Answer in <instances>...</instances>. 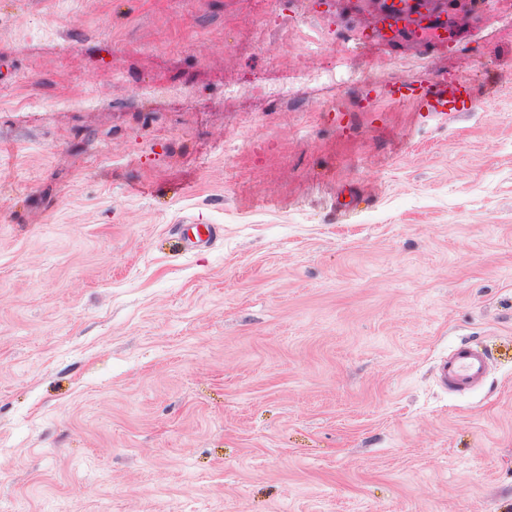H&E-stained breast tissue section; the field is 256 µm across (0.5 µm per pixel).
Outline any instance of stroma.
<instances>
[{
	"instance_id": "35a3bbf8",
	"label": "stroma",
	"mask_w": 512,
	"mask_h": 512,
	"mask_svg": "<svg viewBox=\"0 0 512 512\" xmlns=\"http://www.w3.org/2000/svg\"><path fill=\"white\" fill-rule=\"evenodd\" d=\"M272 6L0 0V512H512V0ZM378 97L398 102L413 101L417 107V112H413L415 122L422 126H449L476 112L471 86L461 78L400 81L374 86L369 98ZM486 361L485 352L468 343H461L440 361L438 379L449 392L463 394L483 383Z\"/></svg>"
}]
</instances>
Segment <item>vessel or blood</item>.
<instances>
[{
    "mask_svg": "<svg viewBox=\"0 0 512 512\" xmlns=\"http://www.w3.org/2000/svg\"><path fill=\"white\" fill-rule=\"evenodd\" d=\"M369 96L413 101L417 107L415 121L422 126H449L469 118L476 110L471 86L461 78L400 81L373 87ZM486 361L485 352L467 343L459 344L440 361L438 379L449 392H468L483 383Z\"/></svg>",
    "mask_w": 512,
    "mask_h": 512,
    "instance_id": "obj_1",
    "label": "vessel or blood"
}]
</instances>
